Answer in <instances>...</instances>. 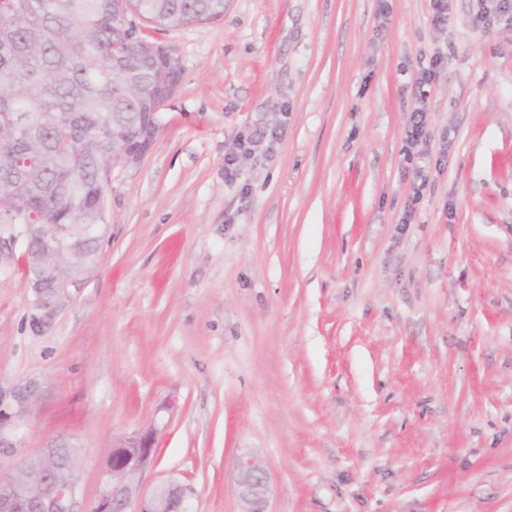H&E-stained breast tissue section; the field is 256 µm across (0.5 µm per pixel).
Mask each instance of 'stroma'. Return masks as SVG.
Listing matches in <instances>:
<instances>
[{"label": "stroma", "mask_w": 512, "mask_h": 512, "mask_svg": "<svg viewBox=\"0 0 512 512\" xmlns=\"http://www.w3.org/2000/svg\"><path fill=\"white\" fill-rule=\"evenodd\" d=\"M451 0H224L134 19L182 76L114 162L84 280L36 307L0 212V388L37 381L26 454L77 448L87 512L114 446L194 512H512V22ZM431 155L405 150L421 62ZM237 173L227 177L228 155ZM237 489L247 506L243 512H267L265 471L252 457H242L239 461Z\"/></svg>", "instance_id": "stroma-1"}]
</instances>
